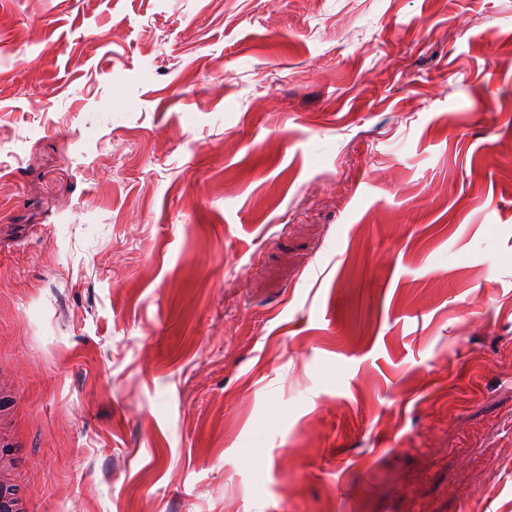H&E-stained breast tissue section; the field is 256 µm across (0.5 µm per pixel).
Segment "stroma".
Segmentation results:
<instances>
[{
    "mask_svg": "<svg viewBox=\"0 0 512 512\" xmlns=\"http://www.w3.org/2000/svg\"><path fill=\"white\" fill-rule=\"evenodd\" d=\"M0 484L512 512V0H0Z\"/></svg>",
    "mask_w": 512,
    "mask_h": 512,
    "instance_id": "stroma-1",
    "label": "stroma"
}]
</instances>
